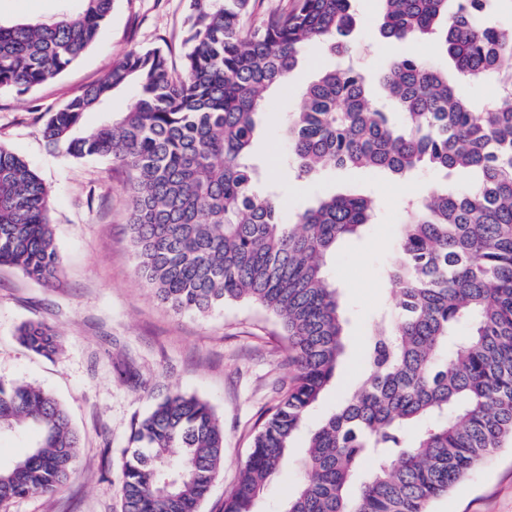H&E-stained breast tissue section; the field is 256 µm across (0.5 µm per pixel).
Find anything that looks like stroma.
Instances as JSON below:
<instances>
[{
	"label": "stroma",
	"instance_id": "1",
	"mask_svg": "<svg viewBox=\"0 0 512 512\" xmlns=\"http://www.w3.org/2000/svg\"><path fill=\"white\" fill-rule=\"evenodd\" d=\"M349 37L367 71L390 57L377 27L378 0H354ZM82 0H0V20L79 13ZM189 0H114L102 34L64 73L27 91L0 88V146L19 155L47 185L49 222L62 269L54 285L0 266V380L41 386L67 408L80 447L65 485L49 495L12 501L7 512H121L122 463L132 428L168 394L208 402L224 425V465L200 512H223L251 446L258 420L280 398L291 369L277 320L248 302L227 303L205 316L179 315L160 303L137 274L126 229L127 172L111 161L74 159L51 148L42 127L51 112L102 79L126 53L168 44L173 66L186 47ZM334 59L317 43L304 62L268 96L253 159L262 183L282 194L289 219L327 194H371L379 201L361 235L341 241L328 273L341 288L346 354L336 381L306 418L293 442L331 412L366 368L365 350L376 315L393 307L385 272L392 261L407 197L448 181L465 190L470 173L442 178L424 168L398 181L382 171L326 170L296 179L285 161V114L298 111L305 87ZM42 321L60 333V350L44 357L17 339L18 327ZM431 512H512V445L471 472Z\"/></svg>",
	"mask_w": 512,
	"mask_h": 512
}]
</instances>
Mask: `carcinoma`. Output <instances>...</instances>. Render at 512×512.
Returning a JSON list of instances; mask_svg holds the SVG:
<instances>
[{
	"label": "carcinoma",
	"mask_w": 512,
	"mask_h": 512,
	"mask_svg": "<svg viewBox=\"0 0 512 512\" xmlns=\"http://www.w3.org/2000/svg\"><path fill=\"white\" fill-rule=\"evenodd\" d=\"M511 1L380 0L383 39L433 37L460 80L502 87L480 104L416 56H395L369 77L345 41L352 0H289L259 20L256 0H192L180 70L162 46L128 53L46 121L50 147L129 172L136 270L158 299L195 315L244 301L281 323L295 374L224 512H256L335 377L344 329L328 262L377 208L371 197L325 195L292 224L279 192L259 186L257 116L310 42L339 63L320 70L284 119L297 178L364 168L408 180L428 167L471 172L476 186L434 185L407 202L386 270L395 307L375 322L359 382L309 432L303 477L280 512H429L512 441V31L491 21ZM83 2L76 15L0 22V88L52 80L99 39L112 0ZM129 85L138 95L128 111L85 127L87 113L106 111ZM49 204L43 180L0 146V265L42 284L61 275ZM18 339L46 357L60 348L41 322L23 323ZM12 432L32 442L0 466V505L60 489L79 448L66 408L39 387L1 380L0 434ZM132 441L121 512H200L224 463V426L208 403L175 392L134 423Z\"/></svg>",
	"instance_id": "obj_1"
}]
</instances>
